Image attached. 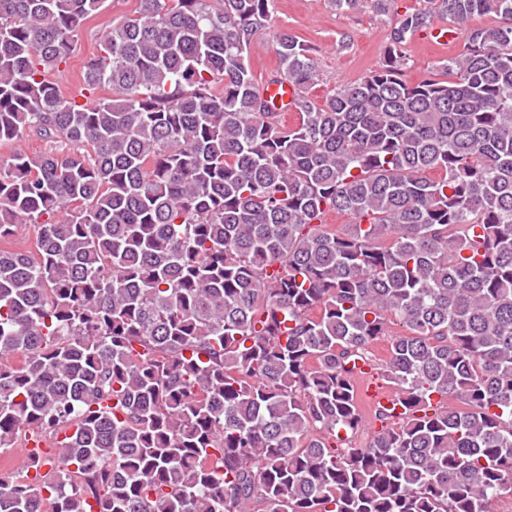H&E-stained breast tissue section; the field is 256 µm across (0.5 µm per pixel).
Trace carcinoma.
<instances>
[{"instance_id": "obj_1", "label": "carcinoma", "mask_w": 512, "mask_h": 512, "mask_svg": "<svg viewBox=\"0 0 512 512\" xmlns=\"http://www.w3.org/2000/svg\"><path fill=\"white\" fill-rule=\"evenodd\" d=\"M101 4L0 0V144L48 145L0 154V451L35 443L0 512L512 496V0L396 14L378 66L320 102L279 33L288 126L248 61L270 0H139L84 66L112 97H65L50 76ZM439 19L448 79L410 84L407 40ZM364 365L397 399L359 447Z\"/></svg>"}]
</instances>
